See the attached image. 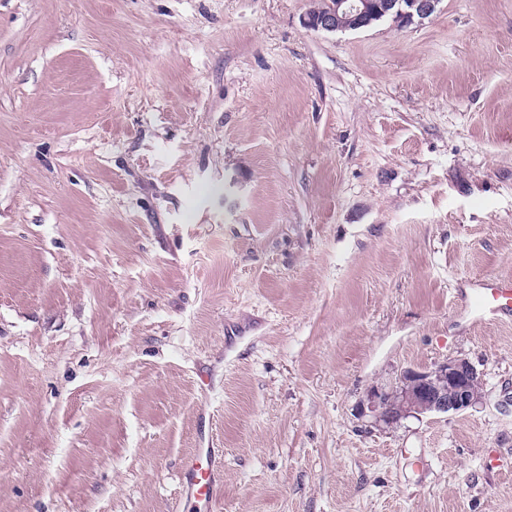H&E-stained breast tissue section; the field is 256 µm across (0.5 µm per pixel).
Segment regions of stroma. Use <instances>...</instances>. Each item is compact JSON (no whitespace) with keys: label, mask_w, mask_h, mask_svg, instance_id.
Wrapping results in <instances>:
<instances>
[{"label":"stroma","mask_w":512,"mask_h":512,"mask_svg":"<svg viewBox=\"0 0 512 512\" xmlns=\"http://www.w3.org/2000/svg\"><path fill=\"white\" fill-rule=\"evenodd\" d=\"M0 0V512H512V0ZM482 400L374 425L404 368ZM383 1V2H381ZM439 0H336L331 4L326 12H307L302 18L304 27L327 32L336 31L339 22L355 14L364 17L368 14L379 12L381 15L386 13L393 14L395 23H400L398 27L411 25L430 18L437 9ZM374 3V4H373ZM354 15L347 20L346 30H359L364 27L363 21ZM470 311L475 321L512 316V277L478 279L471 284ZM223 467L218 448H196L182 459L179 479L187 512L213 510L222 494Z\"/></svg>","instance_id":"35a3bbf8"}]
</instances>
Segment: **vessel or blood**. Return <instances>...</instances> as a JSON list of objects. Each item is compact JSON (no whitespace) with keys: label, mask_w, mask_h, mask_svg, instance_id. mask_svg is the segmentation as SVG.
<instances>
[{"label":"vessel or blood","mask_w":512,"mask_h":512,"mask_svg":"<svg viewBox=\"0 0 512 512\" xmlns=\"http://www.w3.org/2000/svg\"><path fill=\"white\" fill-rule=\"evenodd\" d=\"M470 310L480 321L511 317L512 277L472 282ZM223 467L222 456L215 448H197L182 459L180 482L188 512H212L221 498Z\"/></svg>","instance_id":"obj_1"}]
</instances>
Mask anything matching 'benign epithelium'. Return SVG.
I'll use <instances>...</instances> for the list:
<instances>
[{"instance_id": "7a95c632", "label": "benign epithelium", "mask_w": 512, "mask_h": 512, "mask_svg": "<svg viewBox=\"0 0 512 512\" xmlns=\"http://www.w3.org/2000/svg\"><path fill=\"white\" fill-rule=\"evenodd\" d=\"M439 0H336L325 12L306 13L304 27L333 32L350 14L364 17L378 12L393 14L404 26L430 18ZM479 372L467 358H449L425 369L408 368L393 384L376 386L367 393L366 409L387 427L401 420L429 414L465 411L480 403Z\"/></svg>"}]
</instances>
